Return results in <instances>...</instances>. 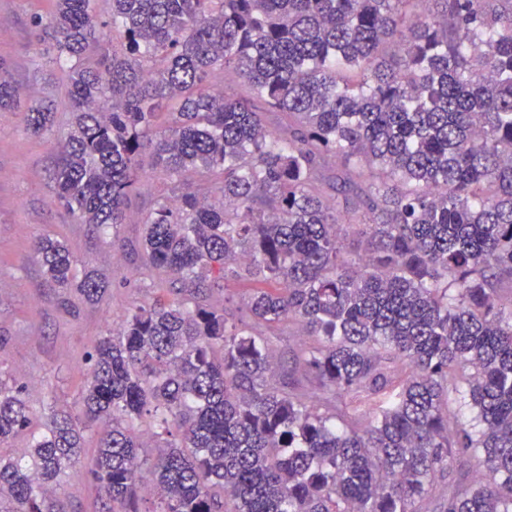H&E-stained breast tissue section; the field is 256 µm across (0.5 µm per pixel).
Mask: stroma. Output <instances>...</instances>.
<instances>
[{"mask_svg": "<svg viewBox=\"0 0 512 512\" xmlns=\"http://www.w3.org/2000/svg\"><path fill=\"white\" fill-rule=\"evenodd\" d=\"M52 9V0H0V79L15 86L20 101L15 111L0 112V379L30 383L27 401L38 430L51 399L76 401L87 354L99 338L118 331L134 307L173 297L169 277L145 268L141 246L143 223L166 190L162 176L150 178L149 191L129 203L124 223L105 234L74 223L55 201L51 172L71 114L62 73L38 52L31 27L34 16ZM41 103L54 105L56 125L38 136L27 126L26 109ZM44 236L68 246L79 273L101 277L97 301L43 275L33 244ZM96 441L88 436L80 465L60 480L67 512H99L98 491L86 474Z\"/></svg>", "mask_w": 512, "mask_h": 512, "instance_id": "35a3bbf8", "label": "stroma"}]
</instances>
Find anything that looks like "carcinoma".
<instances>
[{"label":"carcinoma","mask_w":512,"mask_h":512,"mask_svg":"<svg viewBox=\"0 0 512 512\" xmlns=\"http://www.w3.org/2000/svg\"><path fill=\"white\" fill-rule=\"evenodd\" d=\"M111 2L108 23L94 0L32 19L67 66L56 200L122 224L150 156L175 185L142 248L181 297L130 310L77 405L0 453V512H64L59 476L96 427L99 512H512V0ZM229 73L246 94L213 90ZM17 103L0 81V112ZM54 120L28 109L35 134ZM331 160L359 204L346 223ZM34 250L98 299L64 243ZM230 281L249 284L237 320L210 302ZM288 321L313 341L277 375ZM26 393L0 380V447L32 422ZM457 461L477 479L439 491Z\"/></svg>","instance_id":"1"}]
</instances>
